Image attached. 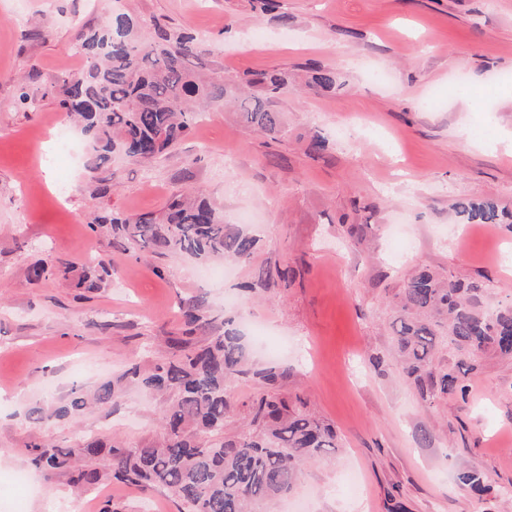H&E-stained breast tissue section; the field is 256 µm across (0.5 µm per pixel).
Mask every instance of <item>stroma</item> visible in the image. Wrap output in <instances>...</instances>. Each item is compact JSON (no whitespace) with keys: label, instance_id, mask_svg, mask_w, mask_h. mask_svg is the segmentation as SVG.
Returning a JSON list of instances; mask_svg holds the SVG:
<instances>
[{"label":"stroma","instance_id":"1","mask_svg":"<svg viewBox=\"0 0 512 512\" xmlns=\"http://www.w3.org/2000/svg\"><path fill=\"white\" fill-rule=\"evenodd\" d=\"M117 13L200 35L191 66L209 75L287 72L283 132L205 109L153 162L113 156L98 175L110 190L96 195L98 177L46 133L65 117L59 78L83 67L69 52L80 29ZM312 64L341 87L301 91ZM314 130L330 139L320 155L307 149ZM191 189L257 238L231 277L208 278L218 261L136 259L89 228L111 211L159 213ZM461 198L512 211V0H272L267 11L253 0H0V512H179L162 487L108 479L81 492L27 458L36 443L141 447L158 430V397L130 386L114 408L49 426L27 414L169 358L175 304L198 296L234 319L255 368L279 372L280 393L336 430V450L284 496L290 512H512L501 494L512 490V360L486 355L467 398L430 406L391 337L392 303L418 265L512 305L501 261L512 230L467 233ZM57 259L101 260L113 277L91 295L73 278L28 281L29 265ZM262 274L265 289L247 294ZM461 464L490 492L460 487Z\"/></svg>","mask_w":512,"mask_h":512}]
</instances>
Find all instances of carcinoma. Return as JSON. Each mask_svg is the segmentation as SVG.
Instances as JSON below:
<instances>
[{
  "label": "carcinoma",
  "instance_id": "carcinoma-1",
  "mask_svg": "<svg viewBox=\"0 0 512 512\" xmlns=\"http://www.w3.org/2000/svg\"><path fill=\"white\" fill-rule=\"evenodd\" d=\"M196 43L188 33L159 27L143 31L124 14L79 33L76 45L85 64L63 77L58 97L60 107L93 142L89 171L107 165L116 151L151 162L193 127L197 107L224 103L231 81L206 77L188 66ZM309 71L313 86L333 90L338 85L333 71L315 65ZM248 84L261 92H240L232 100L235 110L249 127L267 135L281 133L282 113L273 103L288 85V73L259 72ZM454 208L468 224H501L507 216L493 200L465 198ZM90 229L138 258L150 252L239 263L255 249V240L224 224L204 197L175 195L158 214L97 219ZM73 271L70 263L42 260L27 269V279H65ZM484 295L477 281L447 283L428 269L411 274L397 294L393 343L403 375L424 403L432 405L449 394L466 399L468 375L487 353L512 359V308H488ZM178 313L188 333L216 321L203 297L179 302ZM173 346L180 351L177 358L158 362L143 374L137 367L130 371L144 389L169 396L160 406L156 440L140 448L101 439L68 449L35 444L28 448L31 463L51 472L85 460L76 469L75 484L95 486L109 475L130 485L155 484L180 501V512H267L269 503L291 492L305 467L337 447L335 430L309 412L300 397L273 390L275 371L248 366L243 337L231 321H224V332L204 346L193 347L189 340H175ZM442 347L455 359L453 365L439 364ZM249 374L270 389L248 405L245 427L228 433L225 425L237 406L231 384ZM121 395V387L106 382L92 402L113 407ZM86 405L85 398L76 397L50 414L39 409L34 414L49 423ZM458 480L477 494L489 490L485 475L474 469L459 470Z\"/></svg>",
  "mask_w": 512,
  "mask_h": 512
}]
</instances>
